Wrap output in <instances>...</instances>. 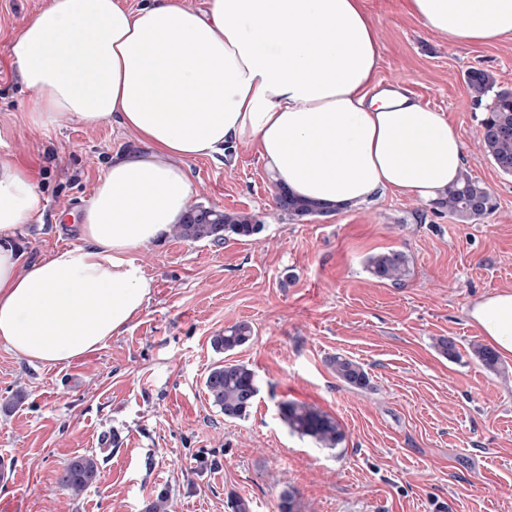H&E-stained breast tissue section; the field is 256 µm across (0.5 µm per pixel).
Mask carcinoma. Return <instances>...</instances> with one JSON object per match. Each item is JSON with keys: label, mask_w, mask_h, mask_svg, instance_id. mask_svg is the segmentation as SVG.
Instances as JSON below:
<instances>
[{"label": "carcinoma", "mask_w": 512, "mask_h": 512, "mask_svg": "<svg viewBox=\"0 0 512 512\" xmlns=\"http://www.w3.org/2000/svg\"><path fill=\"white\" fill-rule=\"evenodd\" d=\"M466 83L475 102L491 98L480 124V143L498 170L512 176V90L495 89L493 75L477 68L468 71ZM276 205L282 218L289 221L330 213L329 209L320 204L290 196L288 190L283 188L277 191ZM436 208L458 222L471 223L492 214L497 203L487 186L469 172L463 171L448 186L445 196L436 201ZM262 228L263 225L251 214L229 213L195 205L189 209L184 222L175 226L174 235L187 241L208 240L219 243L231 235L253 237ZM365 270L377 281L393 285L402 284L410 274L408 257L400 250H389L368 257ZM252 337L251 326L240 322L212 336L211 344L216 352L226 353L247 344ZM328 366L336 379L347 387L365 389L370 384L365 368L345 355L330 357ZM205 389L212 404L224 414V418L230 420L246 418L259 393L254 370L243 363L224 360L210 369L205 379ZM280 413L292 433L307 437L322 448L334 449L344 440L338 421L313 405L287 400L280 404ZM99 476L98 458L84 454L64 463L57 484L61 489L78 495L97 484ZM143 512H171L169 490L158 491L144 504Z\"/></svg>", "instance_id": "1"}]
</instances>
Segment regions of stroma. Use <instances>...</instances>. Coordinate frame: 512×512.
Wrapping results in <instances>:
<instances>
[{
  "label": "stroma",
  "instance_id": "1",
  "mask_svg": "<svg viewBox=\"0 0 512 512\" xmlns=\"http://www.w3.org/2000/svg\"><path fill=\"white\" fill-rule=\"evenodd\" d=\"M46 0H0V156H34L46 200L22 225L23 261L79 246L68 224L93 197L112 154L134 148L115 125L88 129L60 119L30 124L32 95L9 58L12 33ZM382 45L377 80L405 81L445 112L465 147L464 168L498 208L472 224L433 203L385 193L328 216L282 219L256 150L233 165L190 161L192 203L255 215L262 231L221 244L167 237L139 260L154 280L145 309L97 350L46 367L0 343V512H142L168 489L175 512H228L229 493L253 512H278L293 490L300 512H512V358L483 367L486 339L467 319L475 300L512 289V176L480 142L484 105L465 77L492 72L512 89V39L451 46L408 14L402 0H366ZM410 259L403 285L364 269L371 254ZM251 324L246 345L218 355L210 339ZM454 338L458 355L434 340ZM343 354L370 377L364 390L339 383L327 360ZM252 368L259 394L248 418L230 420L204 379L218 359ZM26 398L3 405L16 390ZM296 400L339 422L330 450L292 434L279 405ZM96 454L101 481L74 496L57 485L65 461ZM219 460L202 469L198 457Z\"/></svg>",
  "mask_w": 512,
  "mask_h": 512
}]
</instances>
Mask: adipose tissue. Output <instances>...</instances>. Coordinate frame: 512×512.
Returning <instances> with one entry per match:
<instances>
[{
	"label": "adipose tissue",
	"instance_id": "1",
	"mask_svg": "<svg viewBox=\"0 0 512 512\" xmlns=\"http://www.w3.org/2000/svg\"><path fill=\"white\" fill-rule=\"evenodd\" d=\"M451 45L512 38V0H406ZM381 45L363 0H48L13 34L30 119L118 124L113 155L76 229L83 246L23 263L20 225L42 214L37 173L0 157V342L45 365L122 334L153 279L136 255L181 223L188 161L252 144L276 186L333 209L388 191L435 201L464 166L445 113L381 87ZM470 323L512 356V290L475 301Z\"/></svg>",
	"mask_w": 512,
	"mask_h": 512
}]
</instances>
